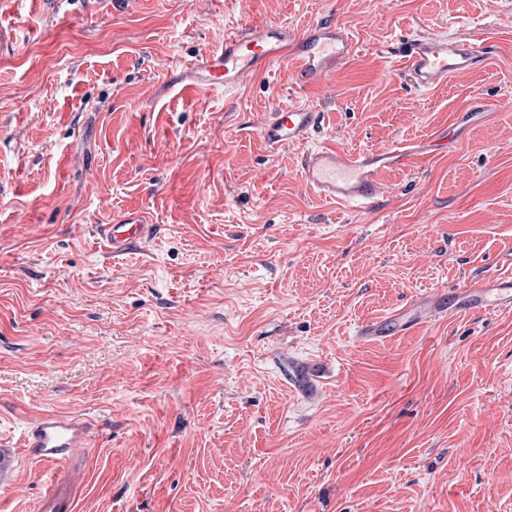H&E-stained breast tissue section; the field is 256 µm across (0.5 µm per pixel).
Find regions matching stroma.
Returning a JSON list of instances; mask_svg holds the SVG:
<instances>
[{"instance_id": "1", "label": "stroma", "mask_w": 512, "mask_h": 512, "mask_svg": "<svg viewBox=\"0 0 512 512\" xmlns=\"http://www.w3.org/2000/svg\"><path fill=\"white\" fill-rule=\"evenodd\" d=\"M322 19L358 42L327 89L197 68ZM0 27V512H36L46 411L94 425L75 512H512V312L355 334L512 252V0H0ZM444 29L490 61L415 90L401 46ZM289 102L354 152L455 141L357 210L256 137ZM129 216L155 235L112 260L92 227Z\"/></svg>"}]
</instances>
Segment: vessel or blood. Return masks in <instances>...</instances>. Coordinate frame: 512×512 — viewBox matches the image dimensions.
I'll return each mask as SVG.
<instances>
[{"mask_svg":"<svg viewBox=\"0 0 512 512\" xmlns=\"http://www.w3.org/2000/svg\"><path fill=\"white\" fill-rule=\"evenodd\" d=\"M356 43L341 24L325 19L307 31L296 33L288 24H245L230 29L220 49L203 62L210 87L233 89L247 79L265 73L278 59L290 58L303 86H320L346 66ZM489 48L481 36L469 32L432 31L410 40L404 68L416 89L431 91L448 82L461 81L485 66ZM324 123L316 107L293 102L276 107L257 128L265 147L273 152L303 144L307 150L299 170L303 184L325 201L357 209L371 208L382 194L379 174L391 167L404 168L416 157L429 154L430 145L399 143L385 151L351 152L309 139ZM94 233L112 258H119L146 243L154 227L125 219L116 224H97ZM512 310V274L486 271L463 287L429 290L412 303L383 318L358 326L362 339L405 336L435 317L463 312ZM93 424L78 414L49 411L30 422L20 436L26 455L53 466L55 472L41 496L38 512H75V497L85 477L76 460L88 447Z\"/></svg>","mask_w":512,"mask_h":512,"instance_id":"b4317fda","label":"vessel or blood"}]
</instances>
